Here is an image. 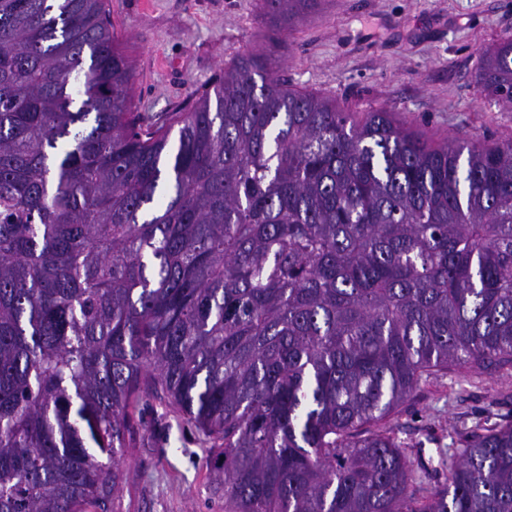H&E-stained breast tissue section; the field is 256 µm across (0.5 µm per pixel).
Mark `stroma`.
Listing matches in <instances>:
<instances>
[{
    "instance_id": "35a3bbf8",
    "label": "stroma",
    "mask_w": 512,
    "mask_h": 512,
    "mask_svg": "<svg viewBox=\"0 0 512 512\" xmlns=\"http://www.w3.org/2000/svg\"><path fill=\"white\" fill-rule=\"evenodd\" d=\"M134 75L133 105L166 123L244 53L274 51L294 88L353 112L393 111L442 143L512 139V112L476 86L479 55L512 36V0H322L271 46L263 0H107ZM147 424L122 456L126 479L100 512H224L216 471L187 417L155 398L136 412ZM512 420V370L433 376L400 407L398 442L430 486L446 481L442 450L476 427Z\"/></svg>"
}]
</instances>
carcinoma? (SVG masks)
Returning a JSON list of instances; mask_svg holds the SVG:
<instances>
[{"mask_svg": "<svg viewBox=\"0 0 512 512\" xmlns=\"http://www.w3.org/2000/svg\"><path fill=\"white\" fill-rule=\"evenodd\" d=\"M264 5L289 30L318 0ZM476 83L512 112L511 36ZM132 90L105 0H0V512L103 503L151 395L224 512H512V421L430 489L392 424L512 368V141L356 119L260 51L165 125Z\"/></svg>", "mask_w": 512, "mask_h": 512, "instance_id": "carcinoma-1", "label": "carcinoma"}]
</instances>
